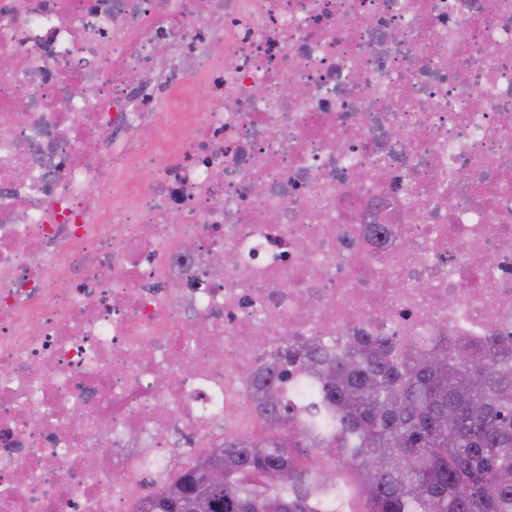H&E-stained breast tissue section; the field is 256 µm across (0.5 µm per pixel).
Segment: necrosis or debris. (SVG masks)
Segmentation results:
<instances>
[{
	"label": "necrosis or debris",
	"instance_id": "4bbe7bcc",
	"mask_svg": "<svg viewBox=\"0 0 512 512\" xmlns=\"http://www.w3.org/2000/svg\"><path fill=\"white\" fill-rule=\"evenodd\" d=\"M391 334H512V0H0V512H139L279 340Z\"/></svg>",
	"mask_w": 512,
	"mask_h": 512
}]
</instances>
